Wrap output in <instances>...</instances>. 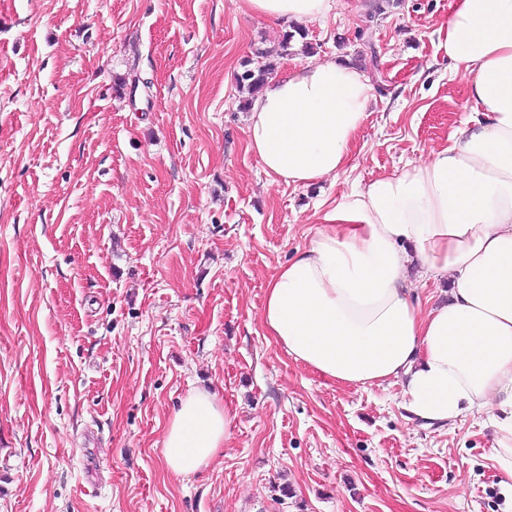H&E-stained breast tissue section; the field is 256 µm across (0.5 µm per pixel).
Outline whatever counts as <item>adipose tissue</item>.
Instances as JSON below:
<instances>
[{"instance_id": "obj_1", "label": "adipose tissue", "mask_w": 512, "mask_h": 512, "mask_svg": "<svg viewBox=\"0 0 512 512\" xmlns=\"http://www.w3.org/2000/svg\"><path fill=\"white\" fill-rule=\"evenodd\" d=\"M288 23L325 21L336 0H235ZM448 60L466 80L465 119L447 146L319 211V229L271 277L261 318L295 362L367 389L401 384L417 420L445 426L489 414L495 459L512 479V0H452ZM373 88L345 58L311 60L265 81L247 147L273 182L310 186L351 163ZM447 280L423 310L409 271ZM214 394H188L170 420L163 460L186 477L231 437Z\"/></svg>"}]
</instances>
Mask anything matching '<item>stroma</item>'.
I'll list each match as a JSON object with an SVG mask.
<instances>
[{"mask_svg":"<svg viewBox=\"0 0 512 512\" xmlns=\"http://www.w3.org/2000/svg\"><path fill=\"white\" fill-rule=\"evenodd\" d=\"M450 0H340L277 73L343 56L374 88L350 167L276 184L236 84L291 34L234 0H0V512H512L488 416L428 426L392 384L294 362L261 322L313 214L448 144ZM232 437L183 478L190 391ZM232 418L214 394L196 389L170 420L163 442L166 469L187 477L206 466L231 437Z\"/></svg>","mask_w":512,"mask_h":512,"instance_id":"35a3bbf8","label":"stroma"}]
</instances>
